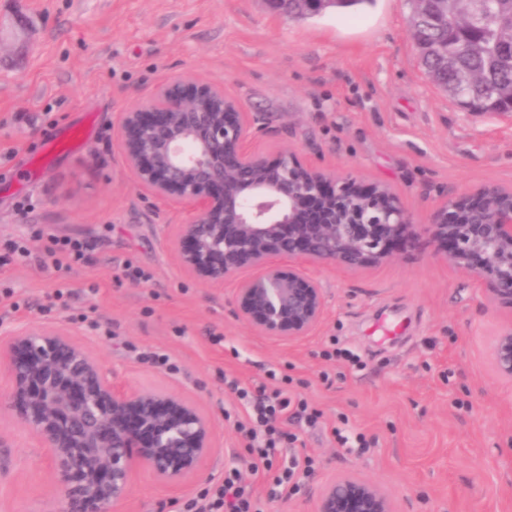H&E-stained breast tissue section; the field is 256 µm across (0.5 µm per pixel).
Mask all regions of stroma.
<instances>
[{
  "mask_svg": "<svg viewBox=\"0 0 512 512\" xmlns=\"http://www.w3.org/2000/svg\"><path fill=\"white\" fill-rule=\"evenodd\" d=\"M411 12L410 0L304 19L272 15L264 0H0V337L66 327L116 385L191 397L214 422L200 477L171 488L136 471L121 512H185L232 467L266 493L233 427L245 409L224 379L249 386L271 371L291 378L324 426H293L314 468L269 512H311L325 480L345 473L380 484L397 512H512V382L491 367L512 311L489 302L473 272L410 245L358 273L318 267L316 330L291 342L258 335L235 314V282L205 285L175 263L168 227L188 213L143 193L117 147L122 112L189 74L256 113L254 145L268 157L287 146L305 163L389 184L415 218L471 188H512V112L469 111L435 84ZM73 126L86 142L44 155ZM65 238L83 243V262L42 267L49 240ZM17 242L32 251L27 264L7 260ZM128 265L147 280L125 277ZM61 286L67 304L51 307ZM334 345L361 366L326 360ZM336 427L373 447H341ZM0 432L10 442L0 512H58L37 440L5 410Z\"/></svg>",
  "mask_w": 512,
  "mask_h": 512,
  "instance_id": "obj_1",
  "label": "stroma"
}]
</instances>
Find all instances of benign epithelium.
<instances>
[{
  "label": "benign epithelium",
  "mask_w": 512,
  "mask_h": 512,
  "mask_svg": "<svg viewBox=\"0 0 512 512\" xmlns=\"http://www.w3.org/2000/svg\"><path fill=\"white\" fill-rule=\"evenodd\" d=\"M273 12L314 14L333 0H266ZM418 53L448 67V44L426 30L465 17L495 56L499 15L486 0H412ZM257 117L223 86L180 75L122 113L118 146L137 185L189 209L170 225L167 248L189 276L237 282L235 314L262 336L295 340L323 321V288L307 266L355 272L423 241L431 254L472 271L483 291L512 309V189L485 184L432 205L416 220L387 184L308 165L282 148L270 160L251 147ZM288 260L283 265L281 260ZM495 373L512 381V327L495 337ZM9 408L47 455L61 512H116L134 471L180 485L214 448L210 416L165 389H123L68 329L20 327L0 338ZM314 512H395L378 485L353 475L329 480Z\"/></svg>",
  "instance_id": "7a95c632"
}]
</instances>
